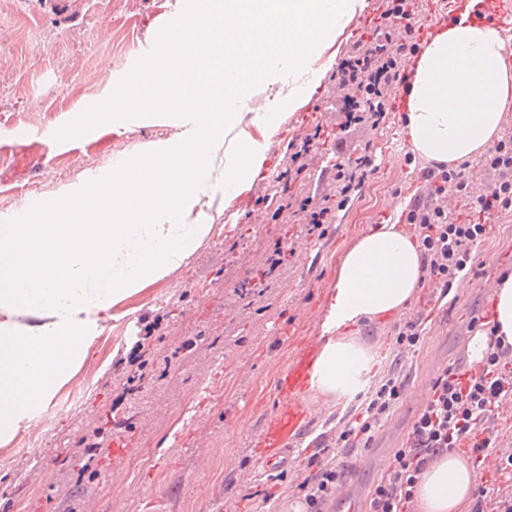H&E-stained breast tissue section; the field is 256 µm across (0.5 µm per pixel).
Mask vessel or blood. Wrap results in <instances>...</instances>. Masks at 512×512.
Instances as JSON below:
<instances>
[{
	"instance_id": "b4317fda",
	"label": "vessel or blood",
	"mask_w": 512,
	"mask_h": 512,
	"mask_svg": "<svg viewBox=\"0 0 512 512\" xmlns=\"http://www.w3.org/2000/svg\"><path fill=\"white\" fill-rule=\"evenodd\" d=\"M494 17L502 26L512 25V0H455L448 15H435L433 23L476 24ZM315 345L301 347L287 371L277 381L278 405L275 415L265 421L251 436L252 446L261 453L268 468L279 465L282 455L290 448L310 417L311 408L303 394L314 359ZM340 512H362L361 490L354 475H346L336 489Z\"/></svg>"
}]
</instances>
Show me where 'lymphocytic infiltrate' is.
Returning a JSON list of instances; mask_svg holds the SVG:
<instances>
[{"label": "lymphocytic infiltrate", "mask_w": 512, "mask_h": 512, "mask_svg": "<svg viewBox=\"0 0 512 512\" xmlns=\"http://www.w3.org/2000/svg\"><path fill=\"white\" fill-rule=\"evenodd\" d=\"M416 0H381L337 70L336 134L330 165L335 197L289 195L288 206L310 236H322L333 209L347 204L373 173L370 145L360 134L386 118L390 94L406 80L402 57L419 52L420 28L413 21ZM512 213V135L502 137L478 166L451 169L437 164L425 174L421 198L402 211L399 221L412 230L423 256V287L447 295L456 278L474 272L473 247L490 237L492 219ZM407 388L405 375L384 376L360 404L356 423L337 426V447L354 452L369 445ZM430 397L406 441L374 486L366 512H415V488L437 456L470 440L477 460L494 458L498 471L512 472V451L503 448L501 408L512 399V345L494 342L477 366L461 361L435 377ZM320 445L309 460V475L299 483L306 512H325L341 471L324 464Z\"/></svg>", "instance_id": "lymphocytic-infiltrate-1"}]
</instances>
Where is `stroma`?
<instances>
[{
	"label": "stroma",
	"instance_id": "stroma-1",
	"mask_svg": "<svg viewBox=\"0 0 512 512\" xmlns=\"http://www.w3.org/2000/svg\"><path fill=\"white\" fill-rule=\"evenodd\" d=\"M176 16L177 0H0L1 218L16 214L18 195L34 204L64 197L92 176H108L117 159L177 133L173 118L126 115L120 131L102 124L95 141L56 139L59 128L136 78L139 55L156 48L162 25ZM335 83L327 71L287 118L266 176L233 203L237 226L225 225L224 197L216 195L204 207L211 233L187 265L129 299L38 425L0 446V512H84L89 501L99 512H152L158 496L163 512H223L227 505L232 512H299L297 485L322 441L329 447L325 462L349 466L372 491L380 474L367 464L370 453L400 447L429 397V382L469 357L472 322L492 304L503 260L512 256V216L496 219L491 236L474 246L482 275L463 276L439 303L418 290L413 303L429 318L412 356L395 360L399 316L350 327L375 356L370 384L391 370L408 377L369 448L349 455L335 446L337 423L357 417L352 398L321 407L278 470L267 471L251 435L272 414L277 380L295 349L321 334L338 260L359 234L394 221L393 202L409 204L423 190L427 164L412 155L393 112L365 132L376 170L324 235L308 238L304 226L289 221L276 176L291 143L315 126L335 124ZM278 249L284 264L268 288L242 289ZM150 323L149 382L117 403L125 374L115 362ZM186 342L193 350L180 353ZM208 366L223 377V389H205ZM84 435L106 447L87 467L76 454Z\"/></svg>",
	"mask_w": 512,
	"mask_h": 512
}]
</instances>
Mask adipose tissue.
I'll list each match as a JSON object with an SVG mask.
<instances>
[{
  "instance_id": "1",
  "label": "adipose tissue",
  "mask_w": 512,
  "mask_h": 512,
  "mask_svg": "<svg viewBox=\"0 0 512 512\" xmlns=\"http://www.w3.org/2000/svg\"><path fill=\"white\" fill-rule=\"evenodd\" d=\"M365 0H194L182 27L204 39L180 58L167 53L177 30L165 27L162 63L119 98L96 106L97 121L120 111L144 118L183 114L180 130L133 158L118 159L107 181L77 188L21 220L0 221V444L29 428L84 364L112 312L181 268L211 227L209 194L225 204L249 190L267 165L288 113L322 78L327 46ZM266 86L262 106L254 85ZM405 136L414 156L454 166L487 151L512 104V61L493 24L441 27L417 55L404 87ZM418 242L403 225L359 235L329 286L309 388L322 402L358 393L368 382L370 348L346 328L401 312L421 286ZM479 482L461 456L434 458L422 472L420 512H463Z\"/></svg>"
}]
</instances>
